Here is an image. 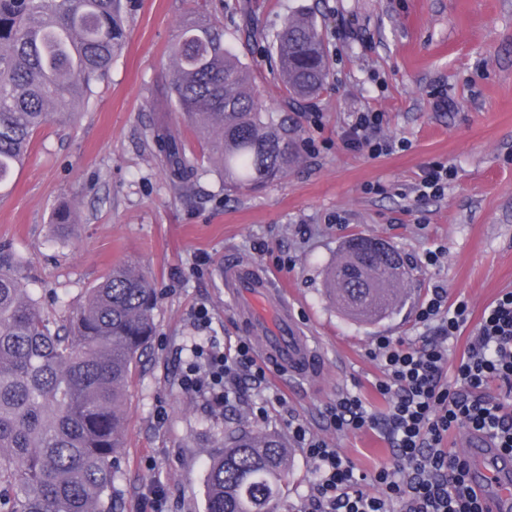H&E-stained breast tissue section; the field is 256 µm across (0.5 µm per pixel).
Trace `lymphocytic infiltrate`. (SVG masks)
Instances as JSON below:
<instances>
[{"label": "lymphocytic infiltrate", "instance_id": "obj_1", "mask_svg": "<svg viewBox=\"0 0 512 512\" xmlns=\"http://www.w3.org/2000/svg\"><path fill=\"white\" fill-rule=\"evenodd\" d=\"M384 124V113H355L343 146L374 158L407 150L408 142L384 135ZM469 315L465 301L449 303L447 288L433 286L417 313L430 331L422 344L380 336L371 351L382 369L374 387L387 403L384 415L369 411L360 395L348 391L327 407L337 432L380 430L393 448L392 463L363 473L305 424L292 425V437L315 474L299 512H488L470 486L466 457L448 453L442 442L450 428L462 426L489 436L512 455V404L488 390L495 382L512 392V290L485 308L466 353L449 365V344ZM191 351L197 361L182 384L209 393L215 403L238 398L244 383L258 388L269 383V368L249 339L239 340L230 354L214 345L195 344ZM365 482L372 492L362 490Z\"/></svg>", "mask_w": 512, "mask_h": 512}]
</instances>
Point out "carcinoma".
<instances>
[{
  "label": "carcinoma",
  "instance_id": "obj_1",
  "mask_svg": "<svg viewBox=\"0 0 512 512\" xmlns=\"http://www.w3.org/2000/svg\"><path fill=\"white\" fill-rule=\"evenodd\" d=\"M122 11V0H0V186L43 126L71 121L89 103L124 50ZM273 43L289 99L324 89L330 72L311 13L288 16ZM169 60L171 101L226 184L252 190L288 172L296 139L264 107L216 18L188 19ZM154 136L171 183L189 190L199 167L182 131L160 126ZM77 223L67 205L55 215L63 230ZM358 239L344 243L325 288L349 318L375 323L402 303L404 266L397 251L369 252ZM155 302L150 277L126 262L53 329L17 268L0 257V512H116L126 390L153 336ZM288 476L280 436L232 429L208 463L206 512H279Z\"/></svg>",
  "mask_w": 512,
  "mask_h": 512
}]
</instances>
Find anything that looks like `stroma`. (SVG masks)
<instances>
[{"label":"stroma","mask_w":512,"mask_h":512,"mask_svg":"<svg viewBox=\"0 0 512 512\" xmlns=\"http://www.w3.org/2000/svg\"><path fill=\"white\" fill-rule=\"evenodd\" d=\"M126 47L77 121L48 123L31 143L12 186L0 193V246L6 247L50 321L65 320L112 266L133 261L158 292L155 337L127 392L120 464L112 482L117 512H151V491L164 512H205L209 459L224 433L238 427L288 437L300 421L353 459L362 471L392 461L385 435L339 433L325 410L339 392L359 394L373 413L386 402L369 354L376 337L415 341L427 330L417 310L433 284L449 302L466 301L469 322L451 346L466 351L483 310L512 290V0H122ZM314 11L332 78L316 99L286 98L270 53L272 36L292 11ZM224 24L225 39L252 71L259 96L299 141L288 174L255 192L229 193L214 171L191 191L173 188L153 136L161 122L181 126L168 96V50L189 12ZM451 106L436 109L438 96ZM379 110L385 133L408 141L379 158L343 147L353 113ZM448 163L443 197L419 198L430 162ZM81 222L64 232L53 222L63 202ZM385 240L409 278L404 304L366 324L326 298L324 272L355 234ZM440 264L421 269L430 248ZM238 258L273 275L315 337L319 373L300 384L275 376L282 395L264 417L250 397L218 407L186 391L180 379L194 341L230 346L244 338L224 295V262ZM206 306L210 320L194 311ZM280 512H298L314 474L293 448Z\"/></svg>","instance_id":"1"}]
</instances>
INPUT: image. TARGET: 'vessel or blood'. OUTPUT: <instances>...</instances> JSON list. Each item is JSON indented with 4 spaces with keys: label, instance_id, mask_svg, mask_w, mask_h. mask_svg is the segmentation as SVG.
I'll return each mask as SVG.
<instances>
[{
    "label": "vessel or blood",
    "instance_id": "b4317fda",
    "mask_svg": "<svg viewBox=\"0 0 512 512\" xmlns=\"http://www.w3.org/2000/svg\"><path fill=\"white\" fill-rule=\"evenodd\" d=\"M224 286L268 366L295 380L319 372L315 339L306 335L287 295L270 275L251 263L229 259L224 263ZM465 447L475 489L488 497L493 512H512V459L500 456L481 436L468 437Z\"/></svg>",
    "mask_w": 512,
    "mask_h": 512
}]
</instances>
